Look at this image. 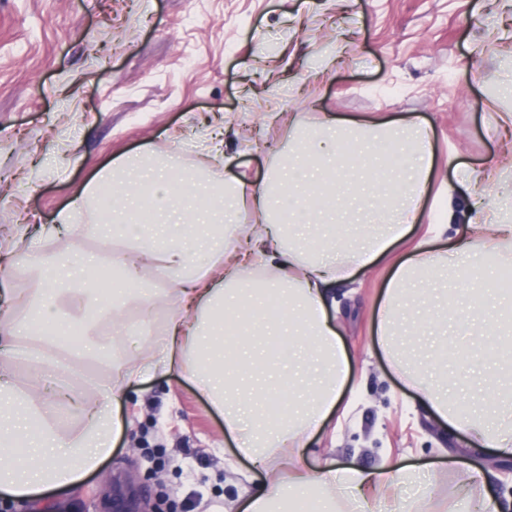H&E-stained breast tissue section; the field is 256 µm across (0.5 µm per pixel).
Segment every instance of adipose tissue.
<instances>
[{
	"instance_id": "ef3b65f1",
	"label": "adipose tissue",
	"mask_w": 512,
	"mask_h": 512,
	"mask_svg": "<svg viewBox=\"0 0 512 512\" xmlns=\"http://www.w3.org/2000/svg\"><path fill=\"white\" fill-rule=\"evenodd\" d=\"M287 148L259 184L203 167L202 178H179L185 158L217 159L224 140L211 134L185 141L159 161L135 153L115 158L57 216L60 231L84 232L79 217L101 194L114 190L124 210L142 214L138 224L113 222L110 264L89 253L77 262L50 264L44 287L21 303L0 301V497L38 508L48 493L71 489L112 454L125 429L118 403L127 385L156 373L183 374L238 435L237 452L263 476L260 491L244 499L241 512H283L288 501L317 495L319 512H420L416 501L376 497L372 488L399 485L416 471L393 465L365 469L329 463L309 471L301 450L338 404L350 358L328 308L341 284L356 281L418 217V205L434 167L426 126L413 120L365 123L332 115L309 124L292 117ZM357 146L353 158L342 142ZM399 156L384 190L368 191L356 225L323 228L313 219L311 186L334 197L352 167L370 168L382 153ZM477 210L447 250L420 244L391 274L378 311L377 336L390 366L432 412L464 431L475 448L512 456V334L501 330V306L492 267L512 262V158L496 163L488 185L458 165ZM500 207L482 208L487 194ZM249 201L258 223H239L235 209ZM206 261H199V254ZM111 278L103 298L94 283ZM462 284L469 309L456 324L425 311L434 293ZM113 315L129 359L112 358V375L101 380L98 353L60 346L49 328L35 325L44 310L77 316L91 329L101 304ZM165 307L163 322L155 311ZM234 325L237 336L220 358L209 353L212 329ZM426 324L433 338L425 354L407 346L410 328ZM470 337L478 351L451 379L449 336ZM25 362L37 376L20 384L14 365ZM61 372L81 381V428L63 435L53 407L37 391L39 375ZM472 392L460 407L451 387Z\"/></svg>"
}]
</instances>
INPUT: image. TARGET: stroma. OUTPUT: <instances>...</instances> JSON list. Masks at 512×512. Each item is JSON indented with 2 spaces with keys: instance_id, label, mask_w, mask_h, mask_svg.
<instances>
[{
  "instance_id": "stroma-1",
  "label": "stroma",
  "mask_w": 512,
  "mask_h": 512,
  "mask_svg": "<svg viewBox=\"0 0 512 512\" xmlns=\"http://www.w3.org/2000/svg\"><path fill=\"white\" fill-rule=\"evenodd\" d=\"M336 53V66L321 62ZM356 120L413 117L434 145L429 193L446 187L465 208L453 169L480 180L512 154L493 117L512 112V0H0V258L26 256L31 274L51 257L90 251L92 236L27 243L113 158L169 153L223 116L228 168L249 178L288 143L289 113ZM434 220L423 208L405 242L335 291L330 314L349 357L345 418L329 416L303 459L373 468L418 464L434 497L488 496L512 512V474H489L490 449L432 414L376 343V312L391 261L406 257ZM124 433L78 487L50 496V512H110L112 479L133 475L164 512H222L260 483L237 459L223 419L179 375L130 385ZM459 450L447 455L449 442ZM238 469L225 470V459ZM483 473L469 486L465 471Z\"/></svg>"
}]
</instances>
